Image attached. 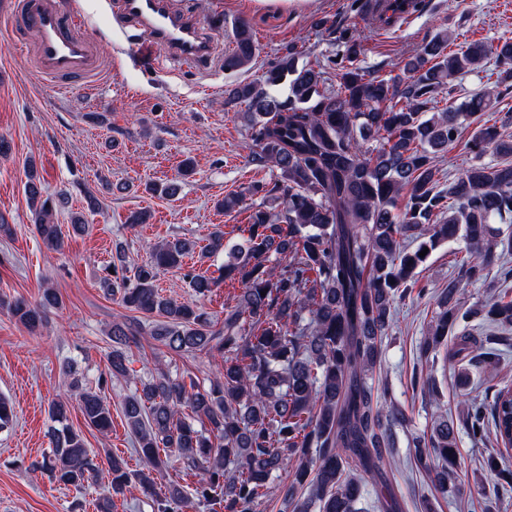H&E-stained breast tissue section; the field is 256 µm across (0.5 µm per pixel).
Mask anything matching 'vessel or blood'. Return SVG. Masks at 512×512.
<instances>
[{"label":"vessel or blood","instance_id":"1","mask_svg":"<svg viewBox=\"0 0 512 512\" xmlns=\"http://www.w3.org/2000/svg\"><path fill=\"white\" fill-rule=\"evenodd\" d=\"M122 10L139 26V36L128 41L136 60H143L147 49L158 43L182 59H202L213 51L196 15L173 13L168 0H122ZM7 24L14 40L32 39L40 79L69 77L83 83L104 66L93 40L79 33L68 0H15Z\"/></svg>","mask_w":512,"mask_h":512}]
</instances>
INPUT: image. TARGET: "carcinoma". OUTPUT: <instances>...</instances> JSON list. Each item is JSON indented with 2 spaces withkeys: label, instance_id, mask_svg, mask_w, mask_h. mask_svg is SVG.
I'll use <instances>...</instances> for the list:
<instances>
[{
  "label": "carcinoma",
  "instance_id": "carcinoma-1",
  "mask_svg": "<svg viewBox=\"0 0 512 512\" xmlns=\"http://www.w3.org/2000/svg\"><path fill=\"white\" fill-rule=\"evenodd\" d=\"M428 0H354L352 8L368 26L390 25L395 14L421 12ZM329 26L338 50L326 61L298 65L303 51L288 45L257 81L238 82L225 103L244 104L251 129L248 163L270 166L280 175L273 184L248 188L262 202L252 209L244 243L228 253L219 276L188 275L198 299L221 282L241 285L237 302L215 327L200 306L161 296L156 282L164 270L181 268L193 250L188 238L162 240L150 260L133 275L102 287L125 308L159 320L139 318L112 325L107 379L125 376L127 349L149 336L178 355L219 356L224 369L207 389L173 378L162 368L140 382L123 403V416L135 451L144 462L129 469L124 458L105 451L108 482L98 512H112L114 497L138 487L152 496L153 512H185L193 501L211 512H257L271 484L281 480L280 512H363L357 507L362 480L381 486V512H398L395 489L379 467L392 430L406 415L394 401L380 408L371 376L380 365L384 341L397 306L411 296L416 270L442 243L459 237L454 260L457 276L448 279L433 325L421 344L430 363L424 392L441 403L434 376L440 363L461 362L475 338L461 324L479 320L512 328V289L498 288L487 301L467 305L464 286L486 284L492 271L512 278V266L498 251V224H512V163H485L488 148L512 156V139L492 125L463 139V121L481 115L512 94V85L471 96L456 110L434 111L453 80L492 57L503 79H512V42H467L448 49V30L439 29L404 60L401 73L383 77L361 65L363 38L336 22ZM234 48L224 70L251 64L259 46L250 25L233 29ZM336 80V89L327 87ZM463 146L470 158L448 185L439 188L436 159L454 164ZM24 192L35 214V229L50 250L64 247L58 209L67 192L48 195L35 164L26 171ZM245 195L229 193L219 203L224 213L244 208ZM60 305L57 290L42 289L38 300L7 304L16 323L34 334L47 313ZM70 398L86 425L101 433L112 427V411L101 391L68 371ZM69 398L50 405L54 422L51 451L31 463L65 486L80 490L102 468L82 432L68 423ZM207 420L197 430L183 410ZM475 444L512 445V387L495 389L493 398L473 396L458 416L448 412L432 424L427 440H413L418 472H436L443 492L461 466L459 432ZM176 454L196 478L195 499L170 484L163 495L155 486ZM483 480H512L502 456L490 452L479 461Z\"/></svg>",
  "mask_w": 512,
  "mask_h": 512
}]
</instances>
